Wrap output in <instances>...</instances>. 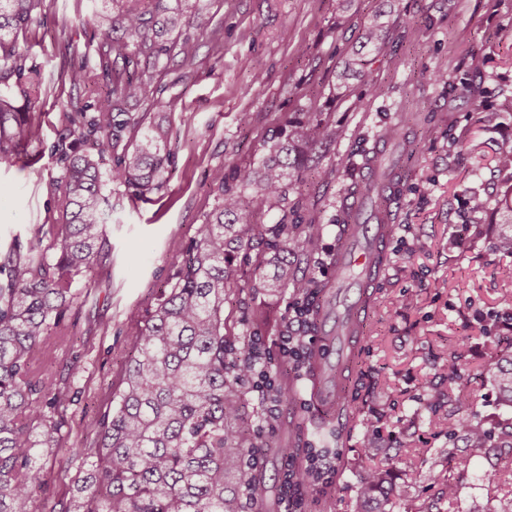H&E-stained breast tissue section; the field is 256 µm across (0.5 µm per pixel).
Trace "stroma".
Segmentation results:
<instances>
[{
  "label": "stroma",
  "mask_w": 512,
  "mask_h": 512,
  "mask_svg": "<svg viewBox=\"0 0 512 512\" xmlns=\"http://www.w3.org/2000/svg\"><path fill=\"white\" fill-rule=\"evenodd\" d=\"M202 2L213 28L192 31L194 62L169 61L164 91L125 106L165 115L170 158L161 186L142 197L115 183L105 188L112 196V249L77 277L80 297L65 314L70 339L49 373L70 402L60 451L33 492L31 512H57L85 469L66 450L93 438L92 424L109 409L129 358L137 319L170 287L198 224L218 204L213 170L256 160L260 135L301 109L321 113L340 133L323 158L335 166L336 182L307 176L288 193L289 223L313 240L308 260L297 265L306 280L336 275L332 257L345 206L354 199L352 181L370 179L373 166L397 159V145L382 141L381 130L401 124L416 144L404 163L389 261L373 288L359 364L344 397L345 405L360 408L348 430L318 417L308 377L281 363L277 337L299 290L267 297L247 287L224 303L236 330L260 337L276 390L294 392L274 406L259 392L246 396L263 496L280 498L288 461L303 462L308 449L321 448L329 465L316 487L303 492L301 512H353L364 471L359 451L377 425L381 447L394 449L409 484L395 512H417L428 501L439 512H468L475 503L503 512L495 474L512 464V454L502 448L471 457L461 475L443 468L438 452L450 444L429 397L464 391L462 415L493 432L512 421V407L489 375L494 354L512 351V324L500 305L512 294V256L495 246L512 224V173L496 165L512 149V0H354L347 12L339 0ZM103 7L102 0H43L37 22L19 36L26 66L41 73L33 110L41 139L14 165L0 166V261L14 241L59 217L52 188L61 174L57 146L66 136L59 115L95 102L97 94L59 84L57 76L74 59L95 57V14ZM382 7L407 26L394 30L388 55L376 58L367 76L331 97L338 66L358 48L364 21ZM476 54L485 59L478 72L470 68ZM475 194L486 201L476 214L467 206ZM407 294L415 305H403ZM454 344L462 345L464 359L461 379L451 384L438 366ZM273 438L281 450L267 447ZM412 445L427 451L414 471L405 463ZM433 471L456 484L455 502L430 479Z\"/></svg>",
  "instance_id": "stroma-1"
}]
</instances>
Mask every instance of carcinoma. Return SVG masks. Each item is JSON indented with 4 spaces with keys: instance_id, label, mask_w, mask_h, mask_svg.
Wrapping results in <instances>:
<instances>
[{
    "instance_id": "1",
    "label": "carcinoma",
    "mask_w": 512,
    "mask_h": 512,
    "mask_svg": "<svg viewBox=\"0 0 512 512\" xmlns=\"http://www.w3.org/2000/svg\"><path fill=\"white\" fill-rule=\"evenodd\" d=\"M112 20L99 25L96 64L87 57L61 74L73 85L106 90L94 111H65L64 130L80 129L76 144L60 149L63 170L53 183L59 223L42 224L25 244L17 243L0 282V512H26L32 489L43 482V449L61 430L57 419L67 395L43 365L67 340L64 317L74 299L76 277L108 255V198L103 188L120 181L137 195L156 189L165 170L168 133L124 111L131 98L160 91L157 68L164 59L196 58L197 44L183 27L212 25L200 0H110ZM42 0H0V164L12 165L40 140L30 113L40 73L25 70L18 34L37 19ZM365 46L379 57L389 48V23L365 29ZM336 137L321 113L284 116L279 132L264 136L257 161L211 183L220 203L199 225L175 282L158 298L129 341L130 358L114 395L115 405L95 422V440L68 448L87 468L60 512H265L260 478L249 460L242 372L248 349L244 333L224 319V300L241 288L237 258L259 240L249 280L268 295L293 285L319 294L328 285L294 278L288 254L307 251L309 240L288 223V191L303 172L336 181V168L322 167L319 149ZM237 182L238 190L228 186ZM396 172L364 181L359 193L373 200L397 185ZM279 213L273 224H257L255 210ZM494 378L512 404V352L496 362ZM465 395H448L440 424L459 438L469 455L448 452V468L465 470L472 454L493 447L490 432L459 413ZM379 465L361 479L356 512H392L393 481L388 448L376 449Z\"/></svg>"
}]
</instances>
